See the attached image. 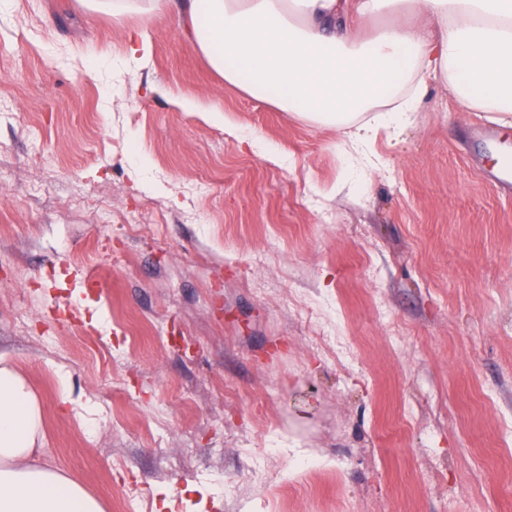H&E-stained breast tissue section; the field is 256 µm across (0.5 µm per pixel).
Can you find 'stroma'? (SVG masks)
<instances>
[{"mask_svg": "<svg viewBox=\"0 0 512 512\" xmlns=\"http://www.w3.org/2000/svg\"><path fill=\"white\" fill-rule=\"evenodd\" d=\"M503 150L437 79L371 168L168 15L6 0L0 358L44 462L104 512H512V189L476 174ZM148 36L142 30H132L127 34L126 50L129 58L135 62L146 60L148 55Z\"/></svg>", "mask_w": 512, "mask_h": 512, "instance_id": "1", "label": "stroma"}]
</instances>
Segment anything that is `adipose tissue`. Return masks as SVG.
I'll return each mask as SVG.
<instances>
[{"label": "adipose tissue", "instance_id": "1", "mask_svg": "<svg viewBox=\"0 0 512 512\" xmlns=\"http://www.w3.org/2000/svg\"><path fill=\"white\" fill-rule=\"evenodd\" d=\"M225 82L279 109L345 128L354 145L407 126L430 77L512 125V0H151ZM393 25L358 33L353 15ZM374 121H362L366 112ZM41 406L0 365V512H103L36 446Z\"/></svg>", "mask_w": 512, "mask_h": 512}]
</instances>
